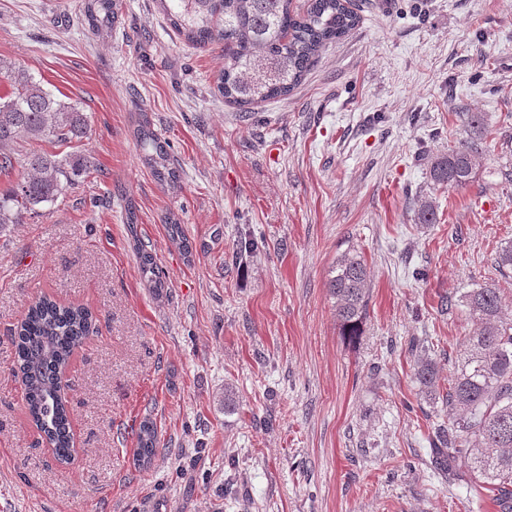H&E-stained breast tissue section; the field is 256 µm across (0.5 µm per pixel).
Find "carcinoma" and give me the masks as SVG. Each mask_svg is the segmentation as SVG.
I'll use <instances>...</instances> for the list:
<instances>
[{"label":"carcinoma","instance_id":"obj_1","mask_svg":"<svg viewBox=\"0 0 512 512\" xmlns=\"http://www.w3.org/2000/svg\"><path fill=\"white\" fill-rule=\"evenodd\" d=\"M176 33L199 48L224 45V69L216 90L240 108L287 96L303 79L316 56L357 27L360 15L350 0H158ZM120 0H86L84 21L98 34L112 29ZM0 77L9 89L0 93V174L10 175L24 162V172L0 190V227L19 224L35 207L53 203L75 185L77 177L97 170L93 158L80 151L49 152L32 148L18 158L22 144L47 142L71 146L87 137L89 117L78 105L45 89L29 69L0 58ZM471 136L431 163L430 178L438 187L463 188L476 175L481 154L483 119L468 118ZM143 162L163 184L175 186L166 142L151 128L144 112L133 130ZM417 223L435 224V205L424 202ZM169 239L184 254L192 246L182 224L166 222ZM141 273L160 294L166 288L152 245L134 237ZM327 288L334 300L336 323L350 343L359 339L368 315L370 273L360 253L348 251L336 259ZM457 304L475 322L473 331L448 375L442 404L448 424L438 425L435 448L440 469L453 474L459 457L471 462L474 482L492 494L502 512H512V319L504 313L495 285L472 288ZM95 321L83 305L63 303L49 294L32 302L8 340L21 374L28 415L60 463L71 461L74 438L62 376ZM415 378L425 392H437L436 362L427 351L415 355ZM159 451L156 423L149 417L136 431L134 456L138 465L151 464Z\"/></svg>","mask_w":512,"mask_h":512}]
</instances>
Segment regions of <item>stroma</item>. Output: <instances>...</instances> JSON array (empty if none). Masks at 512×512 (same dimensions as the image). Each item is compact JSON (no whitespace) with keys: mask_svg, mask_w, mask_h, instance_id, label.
I'll return each instance as SVG.
<instances>
[{"mask_svg":"<svg viewBox=\"0 0 512 512\" xmlns=\"http://www.w3.org/2000/svg\"><path fill=\"white\" fill-rule=\"evenodd\" d=\"M359 25L288 97L243 112L214 81L224 47L179 37L157 0H122L111 32L85 0H0V57L90 117L99 172L0 231V506L7 512H499L469 467L431 451L440 400L414 376L427 346L446 388L473 325L455 303L496 284L512 316V0H353ZM147 113L179 188L133 137ZM484 119L473 182L440 188L436 155ZM437 223L417 224L422 201ZM135 205L136 232L126 209ZM175 214L184 256L164 226ZM151 241L155 295L133 250ZM253 240L241 257L237 243ZM371 271L364 333L339 334L329 271ZM89 307L96 329L65 375L75 457L27 419L8 336L39 293ZM237 404L224 410V388ZM160 452L135 465L134 430ZM159 439L156 423L145 417L140 421L136 431V448L134 456L139 466L147 467L157 456L159 451Z\"/></svg>","mask_w":512,"mask_h":512,"instance_id":"1","label":"stroma"}]
</instances>
